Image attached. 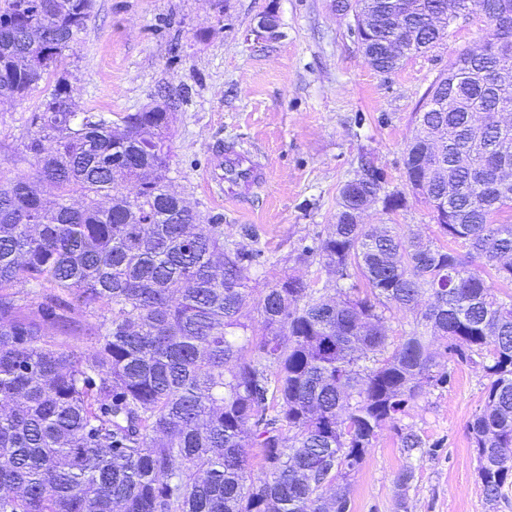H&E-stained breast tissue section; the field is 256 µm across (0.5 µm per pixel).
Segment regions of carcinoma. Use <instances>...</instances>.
I'll use <instances>...</instances> for the list:
<instances>
[{
  "label": "carcinoma",
  "instance_id": "1",
  "mask_svg": "<svg viewBox=\"0 0 512 512\" xmlns=\"http://www.w3.org/2000/svg\"><path fill=\"white\" fill-rule=\"evenodd\" d=\"M462 1L488 41L498 38L512 0H413L407 22L436 20L417 44L432 48ZM23 2L0 4V95L10 98L57 68L92 6L33 0V26ZM397 35L380 11L364 36L372 68L399 66L382 54ZM457 93L474 111L416 113L404 161L447 244L361 223L370 195H384L387 210L406 204L367 164L366 180L340 189L327 236L301 246V257L323 260L333 288L276 281L258 301L257 330L241 309L262 250L224 240L222 216L204 218L170 190L171 113L128 114L116 127L75 111L59 74L24 143L33 172L0 179V512H350V479L386 423L407 456L426 447L400 421L452 379L438 341L448 364H478L488 380L469 433L495 508L512 485V294L498 297L487 278L512 287V216L502 217L512 194L492 187L501 157L512 161V134L496 123L512 85L467 77ZM441 124L455 139L424 170L416 154ZM389 313L406 319L395 347ZM325 476L342 483L328 487ZM412 477L409 466L395 477L402 507Z\"/></svg>",
  "mask_w": 512,
  "mask_h": 512
}]
</instances>
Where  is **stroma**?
I'll use <instances>...</instances> for the list:
<instances>
[{
  "mask_svg": "<svg viewBox=\"0 0 512 512\" xmlns=\"http://www.w3.org/2000/svg\"><path fill=\"white\" fill-rule=\"evenodd\" d=\"M271 5L279 37L247 38ZM354 25L336 0H93L78 42L59 63L81 110L116 121L172 104L173 190L202 214L223 215L226 238L243 241L247 227L258 235L265 264L248 273L249 318L257 316L258 292L281 278L329 287L318 258L304 262L299 253L326 236L341 187L365 163L381 168L387 190L405 193L407 204L388 211L375 202L362 223L439 236L430 205L406 183L404 151L429 86L488 30L474 16L460 21L432 49L382 74L366 62ZM39 102L36 92L0 100L1 176L32 173L15 151L33 132ZM218 142L255 153L266 184L235 200L208 191L203 174ZM485 383L478 366L461 363L449 385L416 401L405 421L427 442L424 453L406 457L397 431L385 426L351 479V512H512V486L492 511L475 474L468 424ZM408 466L414 478L403 499L394 478Z\"/></svg>",
  "mask_w": 512,
  "mask_h": 512,
  "instance_id": "stroma-1",
  "label": "stroma"
}]
</instances>
